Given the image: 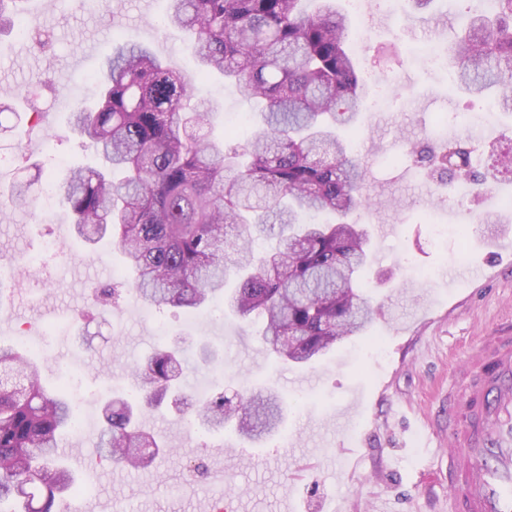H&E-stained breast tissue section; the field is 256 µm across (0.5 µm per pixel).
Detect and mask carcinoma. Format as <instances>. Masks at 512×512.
I'll return each mask as SVG.
<instances>
[{
  "label": "carcinoma",
  "instance_id": "1",
  "mask_svg": "<svg viewBox=\"0 0 512 512\" xmlns=\"http://www.w3.org/2000/svg\"><path fill=\"white\" fill-rule=\"evenodd\" d=\"M17 2L0 0V30L25 20L10 16ZM162 23L191 36L198 76L235 83L261 121L235 147L208 139L200 129L209 113L192 103L191 80L151 47L119 42L96 100L70 113L98 157L62 184L74 232L90 245L111 237L144 304L200 311L222 299L242 318L264 319L261 340L277 360L307 364L371 322L360 294L370 236L350 217L372 201L363 194L366 169L342 135L368 97L348 48L350 19L337 0H168ZM447 51L455 86L512 108V0L471 13ZM415 153L448 184L473 164V150L457 140L443 153ZM29 191L16 183L0 206L24 205ZM260 240L272 243L261 255ZM231 276L237 286L228 291ZM283 336L297 341L286 346ZM186 362L183 350L167 347L137 367L135 391L104 406L100 453L136 469L164 453L139 430L140 408L169 396L187 404ZM285 411L278 394L249 387L210 398L196 417L206 433L233 421L241 436L260 440ZM75 414L66 387L42 386L31 353L0 346V512H53L57 497L77 490L58 447Z\"/></svg>",
  "mask_w": 512,
  "mask_h": 512
}]
</instances>
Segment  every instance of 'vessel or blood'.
<instances>
[{"label": "vessel or blood", "mask_w": 512, "mask_h": 512, "mask_svg": "<svg viewBox=\"0 0 512 512\" xmlns=\"http://www.w3.org/2000/svg\"><path fill=\"white\" fill-rule=\"evenodd\" d=\"M454 512H512V329L485 337L448 393Z\"/></svg>", "instance_id": "vessel-or-blood-1"}]
</instances>
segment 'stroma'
I'll list each match as a JSON object with an SVG mask.
<instances>
[{
    "mask_svg": "<svg viewBox=\"0 0 512 512\" xmlns=\"http://www.w3.org/2000/svg\"><path fill=\"white\" fill-rule=\"evenodd\" d=\"M165 0H30L28 17L52 43L0 33V99L14 111L40 112L0 135V194L31 182L32 207L0 209V343L32 336L41 381L55 390L77 379L99 412L114 391L135 382L134 369L175 339L203 340L215 362L190 365L186 392L209 381L208 395L245 386L275 389L287 405L279 431L261 444L232 427L202 433L193 416L147 412L142 427L168 449L135 470L100 456L102 419L67 435L65 456L87 475L81 512H206L223 492L226 512H452L448 498L450 373L468 348L512 325V181L489 171V193L448 205L416 167L414 145L459 139L477 158L512 147V112L473 127L456 114L480 113L482 98L448 84V72L413 56L420 28L439 39L458 31L466 0H435L416 17L410 0L386 11L365 0L351 23L363 36L356 53L370 89L391 82L380 112H365L351 148L367 171L371 208L354 222L373 233V262L363 297L374 310L366 333L305 366L276 361L260 340L263 322L227 311L223 301L194 314L177 307L142 313L134 294L119 305L90 293L129 282L109 241L95 251L72 233L59 187L69 170L94 164L69 116L95 90L114 44H148L173 68L194 75L197 59L184 34L162 24ZM194 103L214 107L209 131L222 138L251 106L219 74L195 85ZM53 250H45V243Z\"/></svg>",
    "mask_w": 512,
    "mask_h": 512,
    "instance_id": "1",
    "label": "stroma"
}]
</instances>
